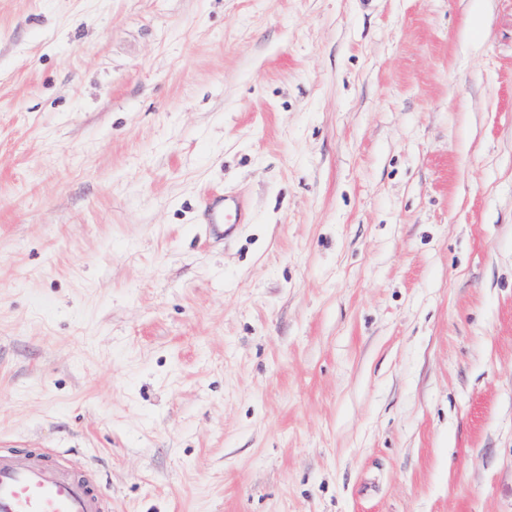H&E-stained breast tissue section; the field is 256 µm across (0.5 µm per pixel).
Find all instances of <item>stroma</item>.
Segmentation results:
<instances>
[{
  "instance_id": "obj_1",
  "label": "stroma",
  "mask_w": 512,
  "mask_h": 512,
  "mask_svg": "<svg viewBox=\"0 0 512 512\" xmlns=\"http://www.w3.org/2000/svg\"><path fill=\"white\" fill-rule=\"evenodd\" d=\"M0 448L112 512H512V0H0ZM203 214L209 232L219 235L229 232L235 224H244L247 208L239 197L213 194L205 199Z\"/></svg>"
}]
</instances>
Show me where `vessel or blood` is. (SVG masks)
Listing matches in <instances>:
<instances>
[{
    "mask_svg": "<svg viewBox=\"0 0 512 512\" xmlns=\"http://www.w3.org/2000/svg\"><path fill=\"white\" fill-rule=\"evenodd\" d=\"M210 233L223 234L245 223L238 197L213 194L203 204ZM97 484L66 465L51 449L0 448V512H104Z\"/></svg>",
    "mask_w": 512,
    "mask_h": 512,
    "instance_id": "obj_1",
    "label": "vessel or blood"
}]
</instances>
